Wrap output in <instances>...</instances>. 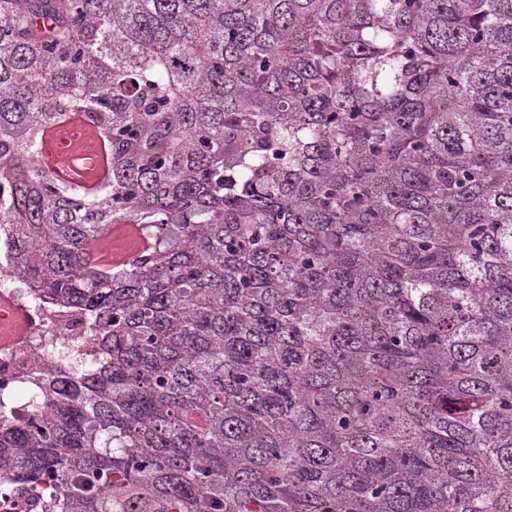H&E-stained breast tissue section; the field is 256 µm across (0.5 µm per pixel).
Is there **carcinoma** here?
Masks as SVG:
<instances>
[{
	"label": "carcinoma",
	"mask_w": 512,
	"mask_h": 512,
	"mask_svg": "<svg viewBox=\"0 0 512 512\" xmlns=\"http://www.w3.org/2000/svg\"><path fill=\"white\" fill-rule=\"evenodd\" d=\"M1 224L92 320L42 512H512V0H0ZM40 160L56 178L84 190L97 187L110 171L102 138L80 113L43 134ZM122 224H114L109 230V240L114 243H120L122 246V251L112 258L114 262L130 260L132 255L138 251L140 248L139 240L128 237L124 232H122L121 227Z\"/></svg>",
	"instance_id": "1"
}]
</instances>
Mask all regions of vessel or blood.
Returning a JSON list of instances; mask_svg holds the SVG:
<instances>
[{"label": "vessel or blood", "instance_id": "1", "mask_svg": "<svg viewBox=\"0 0 512 512\" xmlns=\"http://www.w3.org/2000/svg\"><path fill=\"white\" fill-rule=\"evenodd\" d=\"M40 160L56 178L84 190L97 187L110 171L102 138L80 113L44 133Z\"/></svg>", "mask_w": 512, "mask_h": 512}]
</instances>
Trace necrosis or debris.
I'll use <instances>...</instances> for the list:
<instances>
[{
    "instance_id": "necrosis-or-debris-1",
    "label": "necrosis or debris",
    "mask_w": 512,
    "mask_h": 512,
    "mask_svg": "<svg viewBox=\"0 0 512 512\" xmlns=\"http://www.w3.org/2000/svg\"><path fill=\"white\" fill-rule=\"evenodd\" d=\"M29 269L24 255L0 231V416L47 417L45 404L18 402L16 393L37 388L46 379L73 377L83 361L90 325L83 310L43 302L27 286Z\"/></svg>"
}]
</instances>
